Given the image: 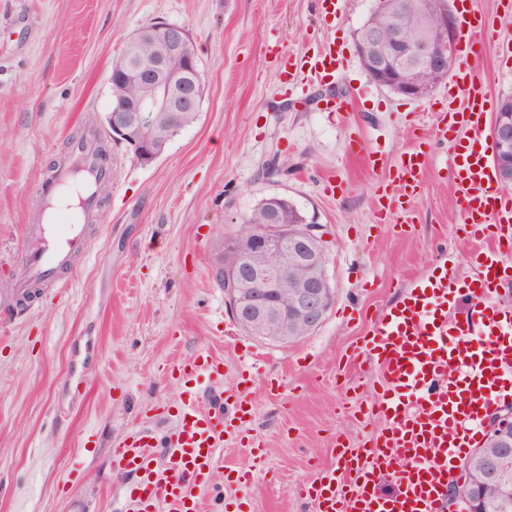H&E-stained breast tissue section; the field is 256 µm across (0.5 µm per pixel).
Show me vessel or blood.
Here are the masks:
<instances>
[{"label": "vessel or blood", "instance_id": "vessel-or-blood-1", "mask_svg": "<svg viewBox=\"0 0 512 512\" xmlns=\"http://www.w3.org/2000/svg\"><path fill=\"white\" fill-rule=\"evenodd\" d=\"M284 89L303 76L323 87L319 111L342 114L348 99L332 93L336 73L347 63L343 49L324 44L300 54L282 53ZM436 133L463 130L469 144L452 160L462 220L473 245L466 261L480 277L467 288L440 271L416 281L396 306L372 322L358 356L380 366L383 387L368 409L384 422L369 447L351 450L332 444L336 467L301 485L297 497L315 512H446L448 483L458 461L481 443L480 423L502 399L512 396V308L497 305L494 294L512 280V200L498 189L488 140L490 110L481 78L468 67L455 69L441 93ZM430 157L421 144L405 151L379 182V220L396 213L398 224L413 221L411 205L423 188ZM88 143H73L67 164L43 188L53 204V222L31 226L17 282L19 294L56 281L88 248L84 220L98 205L99 183L110 182ZM256 364L241 363L235 393L203 401L200 379L219 380L224 360L203 351L173 367L186 399L168 437L164 464L142 435L131 434L112 450L113 462L132 483L125 494L131 512H200L193 490L204 485L216 465L225 434L242 435L255 407L249 385ZM390 479L392 492L381 489Z\"/></svg>", "mask_w": 512, "mask_h": 512}]
</instances>
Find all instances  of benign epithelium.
I'll list each match as a JSON object with an SVG mask.
<instances>
[{
	"label": "benign epithelium",
	"mask_w": 512,
	"mask_h": 512,
	"mask_svg": "<svg viewBox=\"0 0 512 512\" xmlns=\"http://www.w3.org/2000/svg\"><path fill=\"white\" fill-rule=\"evenodd\" d=\"M426 26L404 38L393 31L390 62H376L369 71L377 84L391 88L406 99L426 97L425 88L408 75L410 65L444 72L453 64L459 36L448 13L426 7ZM189 32L178 25L154 21L125 44L122 68L110 77L111 106L104 132L112 140L125 142L143 164L161 155L162 139L156 119L176 121L184 112H197L203 81ZM152 54L143 55L144 43ZM134 86L138 95L129 98L119 89ZM491 140L498 164L512 170V113L495 116ZM318 224H299L293 232L286 224H270L260 233L225 241L238 257L235 271L224 279V299L235 321L250 335L274 343L286 342L295 321L316 330L332 305L334 293L322 270L327 255L321 247ZM485 442L512 453V405L488 415ZM486 485L466 478L451 482L448 512H484Z\"/></svg>",
	"instance_id": "7a95c632"
}]
</instances>
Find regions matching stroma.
I'll return each mask as SVG.
<instances>
[{
	"label": "stroma",
	"instance_id": "35a3bbf8",
	"mask_svg": "<svg viewBox=\"0 0 512 512\" xmlns=\"http://www.w3.org/2000/svg\"><path fill=\"white\" fill-rule=\"evenodd\" d=\"M375 6L344 0L327 23L313 0H0V512H68L72 497L85 500L86 512H127L132 477L113 467L112 448L132 429L163 448L184 395L172 367L204 350L224 359V377L207 394L235 391L248 347L264 356L265 375L251 389L256 409L245 438H225L217 450L220 467L198 492L201 512H296L298 487L332 465L334 438L357 445L381 429L359 411L382 390L378 369L348 364L368 318L440 268L461 287L476 273L464 259L469 244L448 166L456 144L431 137L437 94L409 103L371 83L357 55L355 35ZM449 6L488 20L467 62L499 105L512 95V59L501 53L512 42V14L502 0ZM158 20L189 31L204 98L197 121L145 166L100 122L113 61L132 32ZM325 38L350 58L338 86L361 92L340 118L318 111L303 83L284 93L271 50L278 42L299 52ZM86 129L112 164V185L87 222L88 253L20 304L13 286L41 186ZM350 135L382 151L383 166L373 171L350 156ZM424 135L431 166L414 224L376 227L378 179ZM273 154L283 173L269 178ZM273 194L320 225L335 294L322 325L288 345L245 332L213 276L222 233ZM349 304L361 320L342 318ZM78 348L91 350L94 363L75 392L67 378ZM269 377L279 390L266 388ZM228 468L253 471V484H227Z\"/></svg>",
	"mask_w": 512,
	"mask_h": 512
}]
</instances>
